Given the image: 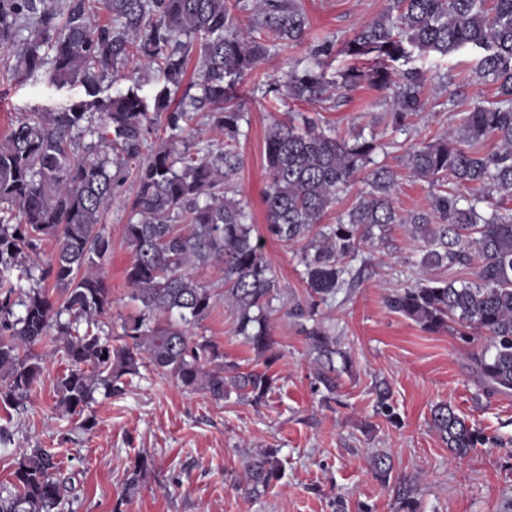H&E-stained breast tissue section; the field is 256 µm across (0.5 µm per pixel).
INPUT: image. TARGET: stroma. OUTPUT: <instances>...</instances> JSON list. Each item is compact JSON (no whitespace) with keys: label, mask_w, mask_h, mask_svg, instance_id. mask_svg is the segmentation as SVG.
<instances>
[{"label":"stroma","mask_w":512,"mask_h":512,"mask_svg":"<svg viewBox=\"0 0 512 512\" xmlns=\"http://www.w3.org/2000/svg\"><path fill=\"white\" fill-rule=\"evenodd\" d=\"M388 3L302 0L309 19L305 39L272 49L237 87L245 119L233 187L237 199L248 204L253 224H265L268 128L292 113L317 117L340 136H374L388 143L382 161L398 175L396 209L406 214L429 208L435 189L407 168L405 154L410 145L459 130L464 112L493 101L494 84L475 73L479 53H426L394 63L395 74L418 71L428 80L426 107L403 131L388 125L392 105L385 92L367 85L322 102L275 105L265 94L326 40L334 43L333 71L354 66L343 42L354 29L376 20ZM86 97L78 83L59 88L42 78L0 77V138L25 114L58 112ZM135 193L134 181H127L105 216L112 238L103 269L112 293L105 322L115 334L122 318L135 310L125 279L132 251L122 236ZM423 249L402 225H393L387 242H374L360 252L356 263L363 273L356 286L320 305L318 319L351 359L336 374L340 402L329 408L315 390L306 341L295 319L283 311L272 320L281 357L269 368L277 387L265 403L257 406L235 395L216 402L150 369L134 377L124 395L97 396L88 409L97 421L90 431L55 403L56 375L65 366L61 354L49 344L36 346L43 370L34 389L20 405H0V426L10 431L8 445L0 447V484L11 480L23 450L43 446L57 451L74 487L65 512H405L396 492L401 481L411 484L418 512H512V394H486L473 370L471 358L483 339L467 344L446 332H424L385 305L389 293L422 276L418 262ZM264 253L277 273L286 308L305 302L308 288L293 250L269 238ZM196 333L216 341L226 360L244 369L260 368L254 352L236 335L234 314L224 303L216 304ZM379 381L393 391L397 422L375 413ZM442 401L482 432L485 445L463 458L451 456L430 425V410ZM267 448L279 449L285 476L261 496L246 495L234 478L247 458ZM377 451L392 459L386 486L368 465ZM141 456L149 469L136 490L127 491L129 472Z\"/></svg>","instance_id":"1"}]
</instances>
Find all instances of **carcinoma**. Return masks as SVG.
Returning <instances> with one entry per match:
<instances>
[{
    "label": "carcinoma",
    "instance_id": "obj_1",
    "mask_svg": "<svg viewBox=\"0 0 512 512\" xmlns=\"http://www.w3.org/2000/svg\"><path fill=\"white\" fill-rule=\"evenodd\" d=\"M96 2L109 18L104 25L91 22L86 0H0V49L20 47L17 79L44 76L57 87L80 82L95 96L130 63L155 66L161 75L151 105L130 88L60 112H33L0 140V402L28 397L42 371L32 349L47 341L66 364L56 377V405L81 417L85 431L96 425L84 415L94 395H123L146 366L216 402L234 393L261 403L275 379L224 361L217 343L191 330L222 299L234 313L236 335L257 358L268 366L281 357L271 324L278 277L247 206L233 198L241 164L233 142L245 118L233 90L271 47L304 39L307 15L300 0H252L243 26L232 0ZM465 48L482 52L477 74L497 84L495 101L464 114L462 135L450 131L409 147L406 166L433 185L451 178L472 187L468 198L444 190L429 210L401 214L393 205L397 176L375 161V139L338 138L307 115L268 128L265 231L297 248L305 267L309 300L291 315L326 403L336 400L337 351L317 319L319 303L353 287L350 262L366 243L385 241L393 224L408 226L424 243L421 267L468 266L474 280L423 277L388 295V309L427 333L449 332L465 343L483 337L473 365L486 392L512 391V212L498 205L479 211L492 193H512V0H391L343 46L354 59L373 58V66L329 72L333 42L326 41L311 52L312 64L290 71L278 86L284 97L305 102L363 84L390 90L399 125L424 109L426 79L408 71L395 81L391 63L415 50L448 56ZM194 58L198 93L180 96ZM200 113L224 139L199 149L191 138ZM162 122L170 134L143 153L146 135ZM490 138L499 150L485 154ZM370 165L356 204L336 223H324L339 194ZM130 173L137 192L122 233L133 255L125 279L139 313L123 319L122 344L114 345L99 323L112 305L102 276L112 254L105 215ZM46 240L53 250L35 276L28 254ZM215 263L224 272L220 293L192 276ZM24 280L35 284L26 288ZM375 394L377 414L394 422L389 386L376 385ZM430 416L454 457L485 442L447 402L432 406ZM370 467L389 483L387 454L371 456ZM282 474L279 449L266 448L247 461L238 486L259 496ZM71 490L56 452L31 448L0 488V512H61Z\"/></svg>",
    "mask_w": 512,
    "mask_h": 512
}]
</instances>
